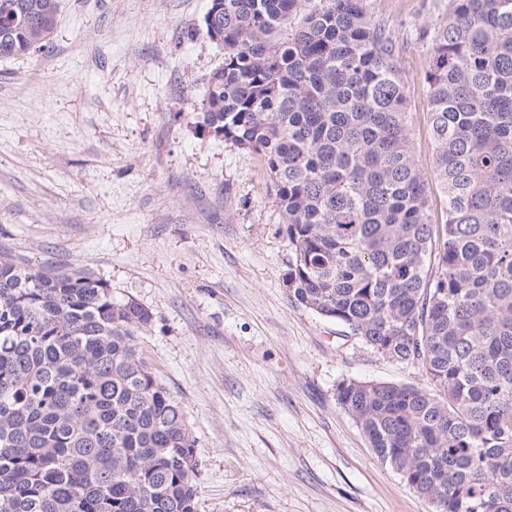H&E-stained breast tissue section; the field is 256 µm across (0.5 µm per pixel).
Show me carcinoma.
<instances>
[{"instance_id": "obj_1", "label": "carcinoma", "mask_w": 512, "mask_h": 512, "mask_svg": "<svg viewBox=\"0 0 512 512\" xmlns=\"http://www.w3.org/2000/svg\"><path fill=\"white\" fill-rule=\"evenodd\" d=\"M59 0H0V59L46 48ZM201 112L264 159L288 295L430 388L336 401L433 512H512V0H448L426 81L446 221L409 137L386 24L360 0H224ZM105 280L0 249V512H196L199 459Z\"/></svg>"}]
</instances>
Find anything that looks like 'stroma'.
<instances>
[{
	"label": "stroma",
	"mask_w": 512,
	"mask_h": 512,
	"mask_svg": "<svg viewBox=\"0 0 512 512\" xmlns=\"http://www.w3.org/2000/svg\"><path fill=\"white\" fill-rule=\"evenodd\" d=\"M210 0H60L49 47L0 60V245L79 267L153 313L140 345L197 438V512H432L336 401L345 380L424 387L288 296L263 158L200 102L223 54ZM398 50L415 160L435 186L424 28L448 0H362Z\"/></svg>",
	"instance_id": "35a3bbf8"
}]
</instances>
